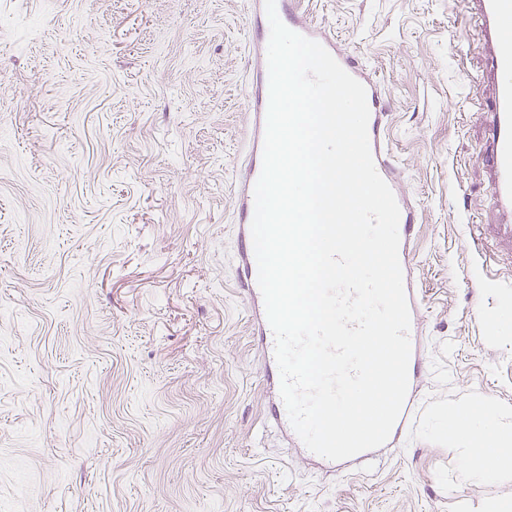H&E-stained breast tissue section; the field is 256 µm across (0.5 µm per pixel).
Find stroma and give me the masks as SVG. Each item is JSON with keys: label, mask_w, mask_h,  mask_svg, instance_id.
I'll use <instances>...</instances> for the list:
<instances>
[{"label": "stroma", "mask_w": 512, "mask_h": 512, "mask_svg": "<svg viewBox=\"0 0 512 512\" xmlns=\"http://www.w3.org/2000/svg\"><path fill=\"white\" fill-rule=\"evenodd\" d=\"M381 81L418 210L413 428L331 472L265 415L235 280L246 0H0V512H489L441 415L512 406V250L466 0H303ZM490 237L484 254L470 229Z\"/></svg>", "instance_id": "obj_1"}]
</instances>
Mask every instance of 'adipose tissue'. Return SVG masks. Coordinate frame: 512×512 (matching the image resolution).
<instances>
[{"label":"adipose tissue","instance_id":"adipose-tissue-1","mask_svg":"<svg viewBox=\"0 0 512 512\" xmlns=\"http://www.w3.org/2000/svg\"><path fill=\"white\" fill-rule=\"evenodd\" d=\"M500 407L482 402L474 407L468 423H460L456 415L448 417V433L470 446L461 465V476L490 477L502 469L512 467V430L500 424Z\"/></svg>","mask_w":512,"mask_h":512}]
</instances>
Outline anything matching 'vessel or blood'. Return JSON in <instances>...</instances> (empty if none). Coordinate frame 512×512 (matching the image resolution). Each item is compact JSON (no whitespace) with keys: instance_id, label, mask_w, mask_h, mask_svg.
I'll use <instances>...</instances> for the list:
<instances>
[{"instance_id":"b4317fda","label":"vessel or blood","mask_w":512,"mask_h":512,"mask_svg":"<svg viewBox=\"0 0 512 512\" xmlns=\"http://www.w3.org/2000/svg\"><path fill=\"white\" fill-rule=\"evenodd\" d=\"M471 11L480 19L483 28L485 67L475 78V85L490 84L493 103L485 114L488 135L480 153L492 185L491 201L500 217L495 233L499 240L512 243V44L505 42L503 30L512 24V0H468ZM281 21L292 31L323 45L341 67L361 82L367 92L370 109L368 125L371 152L380 176L395 191L400 208L399 260L402 269H410L407 245L417 223V210L399 190V177L388 155L387 109L384 90L376 76L357 57L341 48L335 37L322 23L310 18L300 0H276ZM247 34L249 115L248 135L243 147V160L232 181L234 233L236 237V276L243 299L248 307L253 333L257 336L267 366V380L276 394L268 406V415L294 437L285 405L277 391L280 374L274 358L275 337L267 319L262 293L258 286V267L251 236L254 215V186L262 169L263 141L269 104V79L266 59L270 25L265 0H249ZM419 400L408 393L399 418L388 439L396 444L400 435L412 425Z\"/></svg>"}]
</instances>
